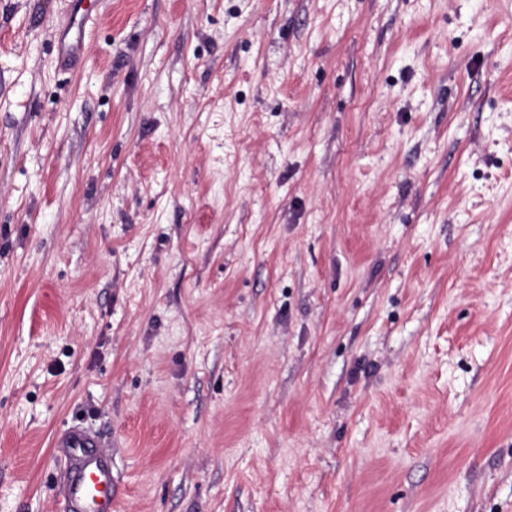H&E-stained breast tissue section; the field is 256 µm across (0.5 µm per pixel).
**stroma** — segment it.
<instances>
[{
    "instance_id": "stroma-1",
    "label": "stroma",
    "mask_w": 512,
    "mask_h": 512,
    "mask_svg": "<svg viewBox=\"0 0 512 512\" xmlns=\"http://www.w3.org/2000/svg\"><path fill=\"white\" fill-rule=\"evenodd\" d=\"M0 0V512H512V0ZM99 0H66L62 16L64 25L58 30L56 51L61 67H68L80 58L86 25L92 15L91 3ZM53 448H61L67 462L63 512H112V438L71 425L57 435Z\"/></svg>"
}]
</instances>
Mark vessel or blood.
<instances>
[{
	"mask_svg": "<svg viewBox=\"0 0 512 512\" xmlns=\"http://www.w3.org/2000/svg\"><path fill=\"white\" fill-rule=\"evenodd\" d=\"M92 0H66L56 51L61 66L81 55ZM66 459L63 512H112V439L90 427L72 425L53 442Z\"/></svg>",
	"mask_w": 512,
	"mask_h": 512,
	"instance_id": "vessel-or-blood-1",
	"label": "vessel or blood"
}]
</instances>
